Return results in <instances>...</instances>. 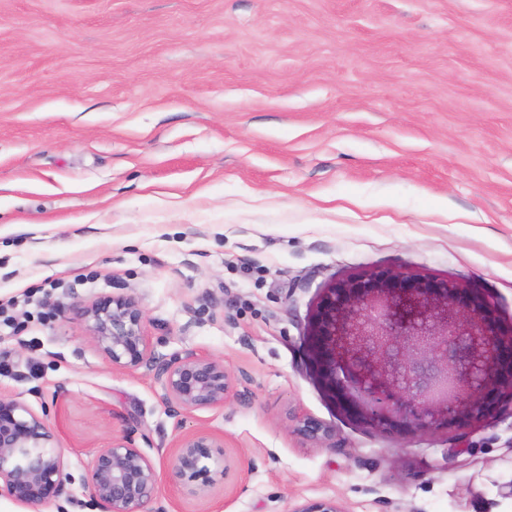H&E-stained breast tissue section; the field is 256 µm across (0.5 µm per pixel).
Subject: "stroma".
I'll list each match as a JSON object with an SVG mask.
<instances>
[{
    "label": "stroma",
    "instance_id": "1",
    "mask_svg": "<svg viewBox=\"0 0 512 512\" xmlns=\"http://www.w3.org/2000/svg\"><path fill=\"white\" fill-rule=\"evenodd\" d=\"M478 288L512 324V0H0V397L87 466L127 438L141 512H512V401L465 428L383 433L315 382L330 283L374 269ZM141 306L157 360L196 352L224 406L172 412L74 313ZM330 433H298L303 420ZM240 461L198 493L179 438Z\"/></svg>",
    "mask_w": 512,
    "mask_h": 512
}]
</instances>
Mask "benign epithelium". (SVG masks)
<instances>
[{
  "label": "benign epithelium",
  "mask_w": 512,
  "mask_h": 512,
  "mask_svg": "<svg viewBox=\"0 0 512 512\" xmlns=\"http://www.w3.org/2000/svg\"><path fill=\"white\" fill-rule=\"evenodd\" d=\"M113 364L154 362L144 313L126 296H106L78 310ZM309 358L327 395L353 421L372 429L471 426L512 398V328L496 320L487 295L448 279L389 269L335 281L322 290L307 332ZM165 399L182 410L222 406L233 390L224 363L187 352L158 366ZM44 420L0 398V492L21 506L46 504L66 492L70 477L61 449L51 446ZM206 432L184 435L170 468L174 479L204 488L210 466L235 468ZM212 462L208 466L204 461ZM151 461L123 438L90 461L84 489L98 512H139L157 493ZM292 512H343L334 499Z\"/></svg>",
  "instance_id": "benign-epithelium-1"
}]
</instances>
